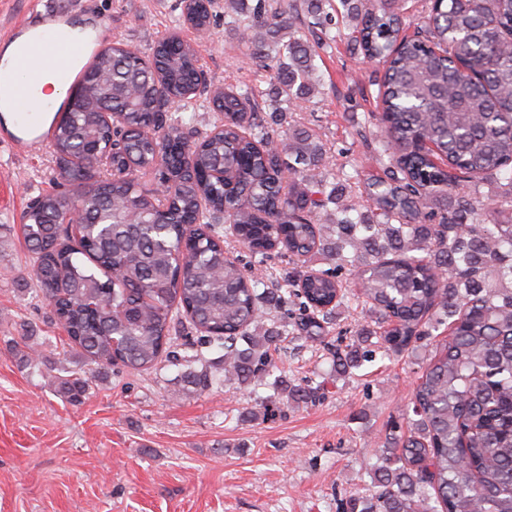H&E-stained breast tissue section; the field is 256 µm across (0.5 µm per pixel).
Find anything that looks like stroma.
I'll list each match as a JSON object with an SVG mask.
<instances>
[{
  "instance_id": "stroma-1",
  "label": "stroma",
  "mask_w": 512,
  "mask_h": 512,
  "mask_svg": "<svg viewBox=\"0 0 512 512\" xmlns=\"http://www.w3.org/2000/svg\"><path fill=\"white\" fill-rule=\"evenodd\" d=\"M77 3L68 22L103 30L106 42L147 56L175 31L196 41L209 81L256 79L223 13L200 41L179 24L178 0ZM315 63L309 100L265 125L274 136L296 119L313 129L355 198L361 162L379 141L375 67L342 41L328 42ZM14 137L0 125V512H342L351 494L371 496L388 427L402 421L427 350L339 376L326 347L290 338L275 373L242 386L225 379L223 348L184 327L174 360L156 369L86 365L36 290L20 224L23 209L56 187L52 146L23 150ZM70 372L90 376L78 405L59 386ZM200 372L211 386L188 383ZM285 385L318 398L289 407Z\"/></svg>"
}]
</instances>
